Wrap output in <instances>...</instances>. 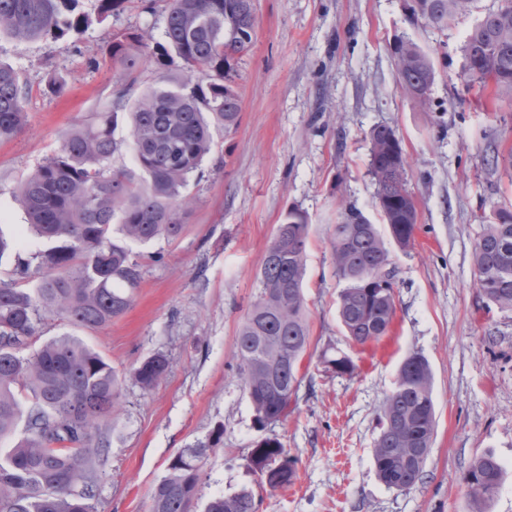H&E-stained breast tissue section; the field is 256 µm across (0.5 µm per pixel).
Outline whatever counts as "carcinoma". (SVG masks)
<instances>
[{
    "label": "carcinoma",
    "instance_id": "obj_1",
    "mask_svg": "<svg viewBox=\"0 0 512 512\" xmlns=\"http://www.w3.org/2000/svg\"><path fill=\"white\" fill-rule=\"evenodd\" d=\"M81 0H0V35L19 44L58 40L124 11L132 0H95L94 13ZM164 44L150 51L139 30L118 32L106 47L112 66L130 79L93 120L63 138L58 151L28 174L18 197L26 232L50 246L26 253L20 240L0 235V261L13 257L8 279H0V512H94L95 471L109 450L103 429L115 421L121 395L119 373L72 334H63L33 354L26 350L38 325L51 313L75 328L99 329L124 314L130 290L141 280V265L112 241L113 220L124 236L145 243L178 239L186 227L189 178L213 151L215 136L237 129L241 98L235 82L237 60L251 46L254 0H163ZM477 0H407L412 17L438 30L476 9ZM173 50L182 72L167 84L129 98L145 57L169 67ZM462 51L465 84L492 85L512 103V0L489 10L467 34ZM388 52L401 94L430 105L436 73L430 57L405 35ZM29 88L20 73L0 63V141L26 124ZM129 122L135 168H116L121 142L115 131ZM369 174L375 205L392 240L411 247L418 205L407 186L402 141L378 124L369 132ZM309 218L289 210L277 225L260 271V292L235 336L236 370L259 428L284 420L302 382L310 347L303 292ZM336 277L345 283L338 317L356 345L379 342L396 316L390 250L377 226L357 207L340 205L331 230ZM480 296L512 312V201L492 203L488 222L473 245ZM320 362L338 375H353L345 354L323 351ZM167 360L154 354L133 369L144 392L164 377ZM432 371L413 352L398 370L394 389L379 415L372 455L379 480L399 491L423 476L435 431ZM206 446L184 448L153 488L150 512H189V493L201 480ZM260 484L275 490L294 483L296 459L279 438L264 437L250 451ZM504 476L491 454L476 456L465 474L472 512L496 495ZM253 491L216 496L206 512H258Z\"/></svg>",
    "mask_w": 512,
    "mask_h": 512
}]
</instances>
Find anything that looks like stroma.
<instances>
[{
  "instance_id": "35a3bbf8",
  "label": "stroma",
  "mask_w": 512,
  "mask_h": 512,
  "mask_svg": "<svg viewBox=\"0 0 512 512\" xmlns=\"http://www.w3.org/2000/svg\"><path fill=\"white\" fill-rule=\"evenodd\" d=\"M477 20L458 18L440 31L411 21L405 0H256L254 42L236 65L241 120L218 136L184 190L185 234L140 244L113 233L139 257L141 282L124 315L78 332L124 377L95 512H150L151 490L176 453L212 438L218 445L205 459L192 512L244 488L254 490L259 512H469L463 476L484 453L506 471L488 512H512V312L486 307L472 257L491 203L512 200V173L487 164L512 150V107L493 90L465 88L461 47ZM124 29L146 31L156 43L162 17L130 8L72 39L19 45L0 37V62L30 88L26 125L0 142L5 237L26 222L16 197L21 179L121 86L102 56ZM397 34L432 60L431 111L397 88L387 51ZM92 58L99 66H89ZM52 76L64 84L60 93L47 90ZM377 124L402 140L419 215L413 246L390 249L393 329L362 347L338 321L343 283L330 234L342 202L380 220L368 172V133ZM292 208L310 222L304 293L313 358L287 418L261 430L236 373L234 341L275 227ZM329 346L353 360V375L319 364ZM413 352L432 369L436 428L422 480L397 491L378 479L372 448L384 399ZM156 353L168 370L146 393L130 372ZM265 435L296 459L292 485L259 487L248 457Z\"/></svg>"
}]
</instances>
